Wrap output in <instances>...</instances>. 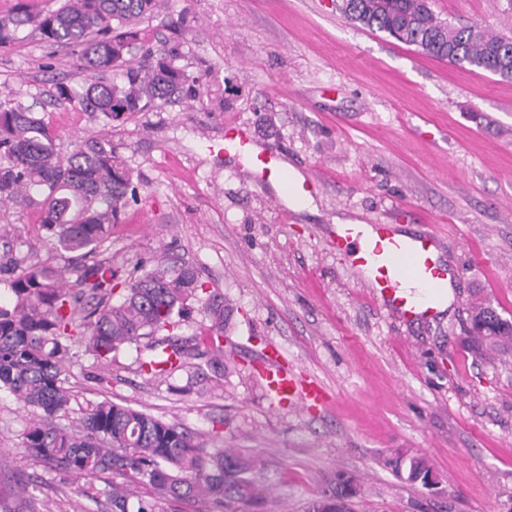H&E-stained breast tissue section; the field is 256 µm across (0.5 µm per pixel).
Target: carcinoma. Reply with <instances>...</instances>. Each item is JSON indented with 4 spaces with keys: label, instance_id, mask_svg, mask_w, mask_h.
<instances>
[{
    "label": "carcinoma",
    "instance_id": "cac0c4a2",
    "mask_svg": "<svg viewBox=\"0 0 512 512\" xmlns=\"http://www.w3.org/2000/svg\"><path fill=\"white\" fill-rule=\"evenodd\" d=\"M433 0H349L344 16L388 34L422 53L463 70H482L512 80V35L479 25H454L438 18ZM157 0H63L54 11L16 19L31 22L50 45L78 48L82 83L74 96L82 112L110 124L146 110L189 82L163 48L143 41L140 24ZM139 62L127 58L134 49ZM133 170L107 139H88L68 153L43 119L11 101H0V203H25L42 196L45 239L72 254L78 287L64 283L65 270L31 263L7 251L0 256V281L12 295L0 305V390L12 394L36 418L23 432V448L34 465L62 483L104 479L101 493L112 512H164L171 501H207L258 507L256 481L263 462L236 448H207L186 429L108 398L87 403L64 426L75 395L66 387L64 362L71 347H85L103 367L136 345L140 370L196 379L224 376V300L211 295L208 342L192 337L157 338L171 331L198 297L197 271L188 265L140 267L120 281L112 264L93 259L112 225L135 197ZM122 295L116 305L115 294ZM471 347L479 355L512 352V322L484 299L470 307ZM208 357L206 365L196 362ZM388 464L396 475L424 488L433 467L418 454L398 452ZM24 484L9 495L0 488V512H25ZM361 485L339 475L310 500L304 512H354Z\"/></svg>",
    "mask_w": 512,
    "mask_h": 512
}]
</instances>
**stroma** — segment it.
I'll list each match as a JSON object with an SVG mask.
<instances>
[{
	"label": "stroma",
	"mask_w": 512,
	"mask_h": 512,
	"mask_svg": "<svg viewBox=\"0 0 512 512\" xmlns=\"http://www.w3.org/2000/svg\"><path fill=\"white\" fill-rule=\"evenodd\" d=\"M506 0H434L441 20L512 30ZM151 45L195 83L110 126L59 96L77 56L20 27L0 48V100L31 108L62 151L110 139L134 169L129 201L97 259L120 279L137 265L194 267L224 299V375L204 386L148 377L135 348L111 369L77 347L66 362L73 409L110 398L185 428L207 446L260 456L265 512H303L336 474L361 480L357 512H512V356L476 357L468 304L512 319V81L465 71L348 21L336 0H160ZM249 127L293 177L317 183L312 210L283 185L254 182L247 161L216 154L228 126ZM39 202L0 208V253L67 268L42 238ZM435 234L452 276L439 319L387 311L333 248L336 221ZM276 345L334 394L306 414L271 403L251 366ZM33 411L0 391V486L34 477V512H110L102 495L32 466ZM425 456L428 490L398 478L397 451Z\"/></svg>",
	"instance_id": "1"
}]
</instances>
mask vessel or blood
I'll list each match as a JSON object with an SVG mask.
<instances>
[{"label": "vessel or blood", "mask_w": 512, "mask_h": 512, "mask_svg": "<svg viewBox=\"0 0 512 512\" xmlns=\"http://www.w3.org/2000/svg\"><path fill=\"white\" fill-rule=\"evenodd\" d=\"M332 244L348 257L351 269L370 286L373 296L402 319L432 321L447 298L448 267L439 258L434 234L403 236L390 225L363 229L336 225ZM267 395L281 407L305 411L327 408L331 395L316 380L300 379L277 350L257 361Z\"/></svg>", "instance_id": "vessel-or-blood-1"}]
</instances>
